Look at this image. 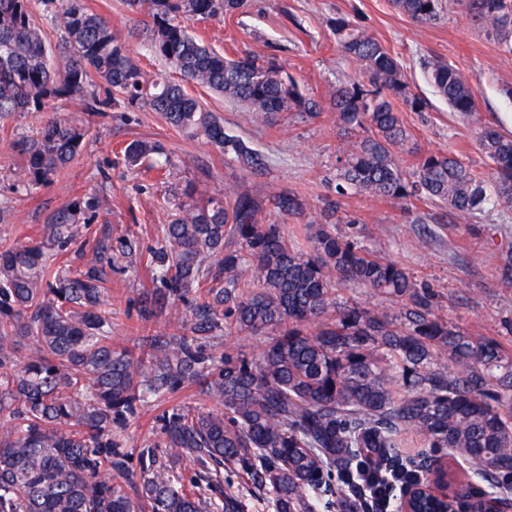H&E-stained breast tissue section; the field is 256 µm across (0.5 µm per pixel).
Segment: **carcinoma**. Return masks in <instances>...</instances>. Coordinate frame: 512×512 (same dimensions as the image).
I'll return each mask as SVG.
<instances>
[{
    "instance_id": "carcinoma-1",
    "label": "carcinoma",
    "mask_w": 512,
    "mask_h": 512,
    "mask_svg": "<svg viewBox=\"0 0 512 512\" xmlns=\"http://www.w3.org/2000/svg\"><path fill=\"white\" fill-rule=\"evenodd\" d=\"M391 2L421 26L443 13V0ZM456 2L512 54V0ZM41 3L61 21L53 49L30 0H0V119L41 116L34 135L13 140L24 159L17 192L47 186L81 153L89 126L56 107L77 98L102 115L115 105L147 106L189 137L262 170L260 154L226 135L187 91L193 83L272 125L292 112L335 113L350 146L337 156L340 196L388 198L407 214L416 201L436 200L457 222L487 205L512 207V136L480 126L494 171L488 188L460 155L416 151L394 102L420 111L421 101L392 51L344 17L336 18V41L367 84L341 82L322 104L275 64L227 57L190 33L189 22L231 16L246 0H125L147 15L152 56L174 67L178 81L147 72L112 21L84 0ZM425 68L450 110L478 121L476 92L458 69L437 59ZM399 151L415 163L401 166ZM119 153L129 166L170 171L158 144L133 140ZM197 194L192 180L180 189L174 217L148 249L151 287L138 297L146 323L166 311L189 312L185 333L140 336L137 358L112 339L105 297L108 269L139 255V246L106 230L83 237L98 217L99 196L73 197L31 226L27 242L0 248V512H243L222 489L224 468L270 491L273 512H366L375 483L418 486L446 449L512 507V351L449 323L437 314L436 294L405 267L336 234L338 202L327 204L320 223L303 225L301 247L281 225L264 222L268 212L305 214L298 192ZM76 245L92 258L60 265ZM350 285L397 298L404 312L337 301L336 289ZM226 329L267 334L268 343L256 358L217 357L210 339ZM27 341L35 353L22 361ZM189 385L215 409L163 411L164 455L142 453L134 470L117 432L148 398ZM185 457L197 468L177 471ZM135 477L133 498L127 485Z\"/></svg>"
}]
</instances>
